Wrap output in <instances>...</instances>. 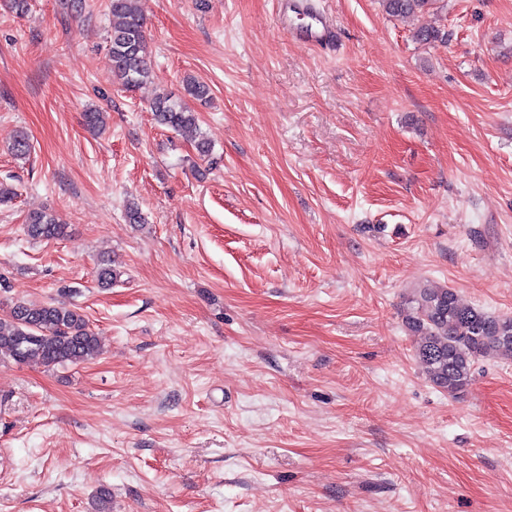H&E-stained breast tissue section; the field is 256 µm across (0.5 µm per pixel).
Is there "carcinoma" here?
I'll return each mask as SVG.
<instances>
[{
  "instance_id": "obj_1",
  "label": "carcinoma",
  "mask_w": 512,
  "mask_h": 512,
  "mask_svg": "<svg viewBox=\"0 0 512 512\" xmlns=\"http://www.w3.org/2000/svg\"><path fill=\"white\" fill-rule=\"evenodd\" d=\"M435 0H383L386 12L408 18L430 9ZM112 29L108 55L112 73L127 91L147 84L151 77V50L145 31L142 0H109ZM185 96L205 102L209 87L187 76ZM155 122L192 140L197 156L211 155V143L201 131L197 112L182 98L166 91L151 103ZM26 234L32 240L60 239L67 227L44 211L27 217ZM405 329L419 337L418 362L432 384L453 398L472 385L474 366L482 358L512 359V316L463 303L447 287L419 286L405 297ZM101 352V341L85 316L63 303H16L0 315V359L16 364L53 368L89 361Z\"/></svg>"
}]
</instances>
